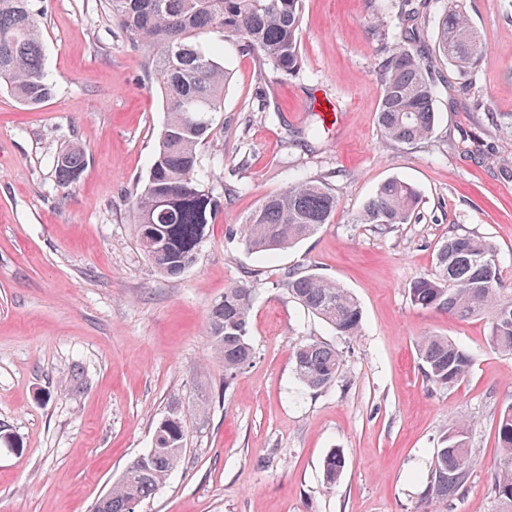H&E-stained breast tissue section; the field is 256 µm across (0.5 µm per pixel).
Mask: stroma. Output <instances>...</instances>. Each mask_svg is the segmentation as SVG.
<instances>
[{"instance_id":"35a3bbf8","label":"stroma","mask_w":512,"mask_h":512,"mask_svg":"<svg viewBox=\"0 0 512 512\" xmlns=\"http://www.w3.org/2000/svg\"><path fill=\"white\" fill-rule=\"evenodd\" d=\"M463 3L482 59L467 77L436 64V125L413 145L383 141L376 123L378 65L411 0H304L293 76L208 35L230 83L203 169L216 195H235L197 262L163 277L129 217L164 121L147 57L104 0H35L55 94L28 110L0 90V429L14 441L0 446V512H92L174 406L184 458L136 512H493L512 355L489 347L486 318L421 309L409 296L435 274L452 228L490 240L512 288V0ZM332 105L338 122L311 137ZM74 142L87 163L64 188L53 161ZM391 177L418 189L417 218L387 230L356 223ZM303 179L331 185L334 223L270 257L228 237L264 196ZM288 269L348 288L360 335L337 336L289 296L279 285ZM254 274L255 358L229 380L207 316L227 285ZM425 335L470 355L465 382L427 384L415 351ZM309 339L343 355L319 391L293 373L292 349ZM459 419L471 425L470 479L453 499L423 505L434 454ZM334 448L346 466L329 488L323 460Z\"/></svg>"}]
</instances>
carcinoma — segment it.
Here are the masks:
<instances>
[{
  "instance_id": "carcinoma-1",
  "label": "carcinoma",
  "mask_w": 512,
  "mask_h": 512,
  "mask_svg": "<svg viewBox=\"0 0 512 512\" xmlns=\"http://www.w3.org/2000/svg\"><path fill=\"white\" fill-rule=\"evenodd\" d=\"M108 10L128 38L148 57L149 73L163 93L165 121L146 179L130 201V218L141 249L154 269L175 276L190 267L207 240L223 204L200 171L199 150L208 143L216 114L224 106L229 74L215 50L202 38L219 33L236 39L243 50L268 62L283 75L302 66L303 0H106ZM427 8L424 3L400 19V36L379 67L381 99L377 123L382 138L412 145L427 139L435 125L433 103L438 86L434 62L465 75L480 62L482 43L462 4L448 0L444 12L423 35L409 25ZM0 82L23 106L37 107L54 94L45 68L40 16L31 0H0ZM86 149L73 143L54 160L58 183L67 187L85 166ZM419 206V194L399 178L385 180L365 202L358 224L391 228L408 224ZM338 200L323 181H297L265 196L239 226L228 233L245 252L273 255L309 238L334 222ZM488 240L451 229L438 248L437 271L409 288L413 305L459 317L488 318L491 348L512 354V289L502 286ZM257 280L224 288L210 307L207 336L212 354L224 363L230 379L251 364L249 341L253 291ZM279 286L336 335H359L362 311L349 290L333 279L295 271L283 273ZM417 358L426 381L449 389L465 379L470 356L446 336H423ZM296 378L312 390L336 380L342 356L333 347L310 340L294 347ZM470 424L448 428L427 473L425 497L449 500L467 484L475 455L469 445ZM185 421L172 409L155 429L153 446L133 460L94 512H132L151 496L181 463ZM501 458L488 484L495 512H512V407L498 420ZM334 449L323 461L324 478L332 486L345 468Z\"/></svg>"
}]
</instances>
